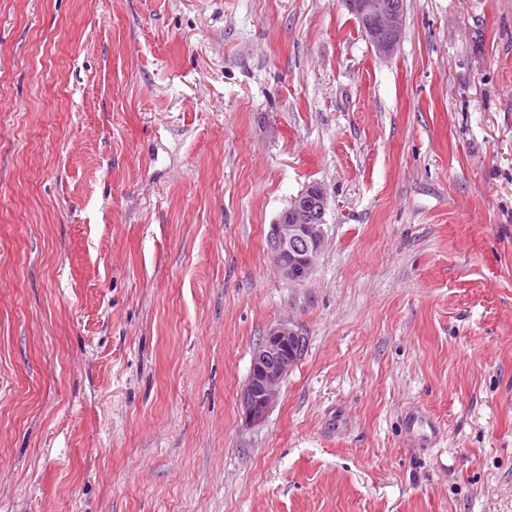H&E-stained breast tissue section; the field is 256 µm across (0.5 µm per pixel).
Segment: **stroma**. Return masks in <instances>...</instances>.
I'll use <instances>...</instances> for the list:
<instances>
[{
  "instance_id": "stroma-1",
  "label": "stroma",
  "mask_w": 512,
  "mask_h": 512,
  "mask_svg": "<svg viewBox=\"0 0 512 512\" xmlns=\"http://www.w3.org/2000/svg\"><path fill=\"white\" fill-rule=\"evenodd\" d=\"M405 8L0 0V512H512V0ZM348 4L378 54L389 55L402 36L404 4L397 5L392 0H348ZM328 197L321 185L308 186L290 201L267 234L268 252L289 282H303L312 271L323 242ZM306 341L299 325L284 321L270 327L256 345L240 394V405L249 423H260L275 405L280 386L300 361Z\"/></svg>"
}]
</instances>
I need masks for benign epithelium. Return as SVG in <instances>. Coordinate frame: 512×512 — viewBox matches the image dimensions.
Here are the masks:
<instances>
[{
  "instance_id": "obj_1",
  "label": "benign epithelium",
  "mask_w": 512,
  "mask_h": 512,
  "mask_svg": "<svg viewBox=\"0 0 512 512\" xmlns=\"http://www.w3.org/2000/svg\"><path fill=\"white\" fill-rule=\"evenodd\" d=\"M348 4L378 54H390L402 36L404 6L392 0H348ZM327 207L324 188L312 184L291 200L270 225L268 252L284 279L302 282L312 271L324 242ZM306 341L299 325L284 321L270 327L256 345L240 394V405L248 422H261L275 405L280 386L300 361Z\"/></svg>"
}]
</instances>
